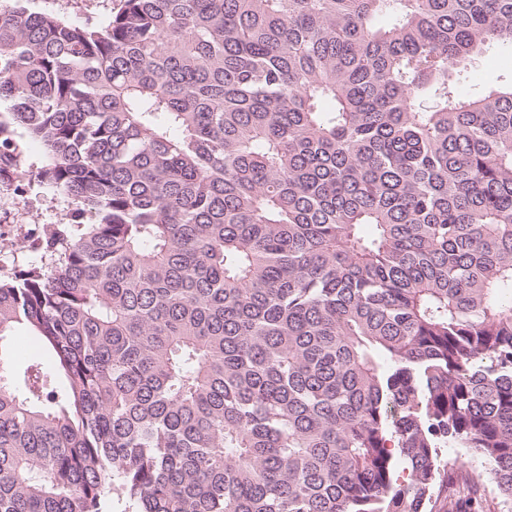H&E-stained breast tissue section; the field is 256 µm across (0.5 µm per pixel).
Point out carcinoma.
Returning <instances> with one entry per match:
<instances>
[{"instance_id": "cac0c4a2", "label": "carcinoma", "mask_w": 512, "mask_h": 512, "mask_svg": "<svg viewBox=\"0 0 512 512\" xmlns=\"http://www.w3.org/2000/svg\"><path fill=\"white\" fill-rule=\"evenodd\" d=\"M119 2L0 10V150L95 217L0 277V512L511 504L512 0ZM117 0H31L34 10L75 25L96 26L109 20L119 8ZM512 74V45L490 43L468 66L464 84L467 93L480 92L490 85L506 80ZM22 344H26L25 350L21 349ZM35 355L34 344L24 331H18L15 336H7L2 341L0 372L13 378L26 367Z\"/></svg>"}]
</instances>
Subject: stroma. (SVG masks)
Wrapping results in <instances>:
<instances>
[{
	"label": "stroma",
	"instance_id": "35a3bbf8",
	"mask_svg": "<svg viewBox=\"0 0 512 512\" xmlns=\"http://www.w3.org/2000/svg\"><path fill=\"white\" fill-rule=\"evenodd\" d=\"M31 7L75 25L96 26L116 12L118 0H31ZM512 77V45L490 43L468 67L464 90L482 91ZM13 163L0 167V275L39 263L43 237L50 225L70 223L67 197L42 183L38 171L46 163L43 147L23 128Z\"/></svg>",
	"mask_w": 512,
	"mask_h": 512
}]
</instances>
